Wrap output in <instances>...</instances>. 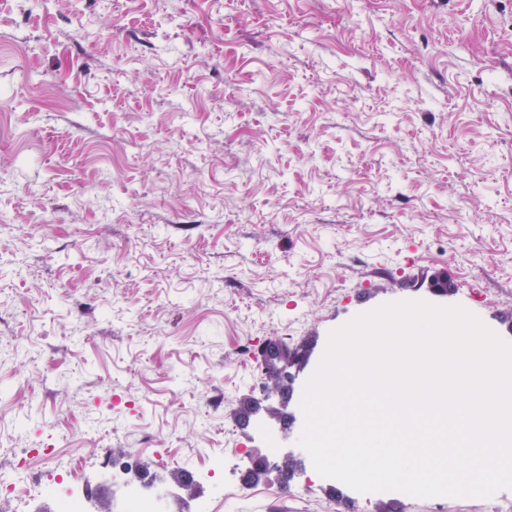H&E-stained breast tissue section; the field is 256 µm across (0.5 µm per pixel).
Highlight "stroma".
Masks as SVG:
<instances>
[{
	"label": "stroma",
	"instance_id": "1",
	"mask_svg": "<svg viewBox=\"0 0 512 512\" xmlns=\"http://www.w3.org/2000/svg\"><path fill=\"white\" fill-rule=\"evenodd\" d=\"M407 300L512 342V0H0V456L85 449L95 512L100 439L172 512H491L304 479L309 363Z\"/></svg>",
	"mask_w": 512,
	"mask_h": 512
}]
</instances>
